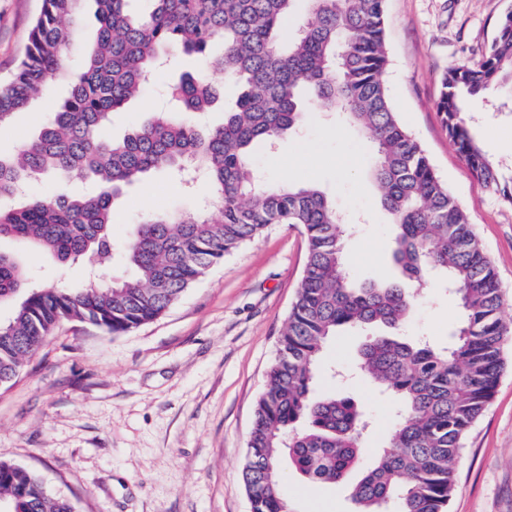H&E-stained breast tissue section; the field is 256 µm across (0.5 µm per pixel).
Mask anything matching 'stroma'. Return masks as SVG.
Here are the masks:
<instances>
[{
	"mask_svg": "<svg viewBox=\"0 0 512 512\" xmlns=\"http://www.w3.org/2000/svg\"><path fill=\"white\" fill-rule=\"evenodd\" d=\"M42 0H0V78L23 56ZM512 10V0H387L388 65L383 74L401 123L416 137L465 209L505 288L512 317V203L479 180L448 139L437 109L448 66L480 59ZM177 71L157 70L143 96L113 113L120 137L151 112L172 108L167 88ZM49 109L35 100L0 128L11 153L42 128ZM475 140L512 182V87L491 85L464 107ZM371 144L334 115L310 111L276 147L256 146L254 166L271 181L312 180L350 230L346 259L360 282L397 276L395 229L367 172ZM205 186L186 193L155 175L116 203L115 248L133 224L161 211L190 213ZM42 285H75L79 264H59L11 241ZM299 226L273 224L188 288L156 321L113 336L90 324L61 323L19 378L0 388V461L40 476L75 512H250L242 462L256 402L306 261ZM458 316L445 289H425L407 335L443 343ZM494 396L467 437L448 512H512V341ZM317 393L358 400L371 420L361 455L369 466L386 445L392 402L360 377L325 379ZM282 485L294 512H356L358 472L339 485L310 484L289 458Z\"/></svg>",
	"mask_w": 512,
	"mask_h": 512,
	"instance_id": "1",
	"label": "stroma"
}]
</instances>
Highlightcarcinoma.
I'll list each match as a JSON object with an SVG mask.
<instances>
[{"label": "carcinoma", "instance_id": "1", "mask_svg": "<svg viewBox=\"0 0 512 512\" xmlns=\"http://www.w3.org/2000/svg\"><path fill=\"white\" fill-rule=\"evenodd\" d=\"M83 2L43 0L24 56L0 82L1 128L50 81L70 77L68 97L38 136L14 155L0 154V200L21 196L33 180L59 179L50 194L0 205V239L58 263H82L92 273L76 287L36 285L20 257L0 250V303H14L0 323V386L18 377L62 321L123 335L163 315L211 266L269 225L297 224L307 261L242 465L251 512H292L279 472L285 448L310 483H340L359 464L365 413L351 398L314 395L326 371L324 348L345 327L403 329L432 277L460 309L448 346L422 336L372 335L356 359L361 376L398 411L388 444L351 498L357 512H385L389 505L394 512H447L464 441L504 367L512 318H503V289L474 225L388 96L385 0H309L310 17L291 41L281 27L296 0H153L146 17L131 13V0H91L100 26L82 66L71 69L66 56ZM175 53L197 56L225 84L239 87L235 109L210 127L185 121L181 114L205 111L223 92L204 75L187 73L169 91L177 109L154 113L119 139L110 136L112 113L139 97ZM507 79L512 13L501 17L478 61L448 67L439 111L464 161L512 202V188L500 185L498 166L471 135L460 107L461 96L479 99ZM311 107L340 112L372 142V177L397 228L392 254L406 283L356 286L345 262L347 225L326 196L307 181L270 185L254 169L253 146L274 144ZM151 172L186 184L202 176L217 215L159 214L133 225L120 258L136 276L104 278L99 269L114 253V203ZM88 178L93 192L67 189ZM0 501L12 512H74L36 473L2 461Z\"/></svg>", "mask_w": 512, "mask_h": 512}]
</instances>
